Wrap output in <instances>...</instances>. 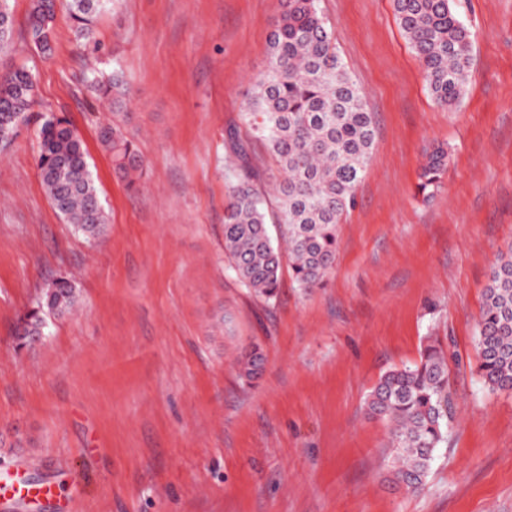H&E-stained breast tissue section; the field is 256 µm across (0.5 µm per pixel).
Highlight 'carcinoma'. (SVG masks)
Returning <instances> with one entry per match:
<instances>
[{"instance_id": "1", "label": "carcinoma", "mask_w": 512, "mask_h": 512, "mask_svg": "<svg viewBox=\"0 0 512 512\" xmlns=\"http://www.w3.org/2000/svg\"><path fill=\"white\" fill-rule=\"evenodd\" d=\"M109 0H68L74 34L86 39ZM399 26L419 57L428 89L442 106H454L466 93L473 41L454 0H393ZM57 0H32L24 35L33 48L51 50ZM0 53L13 40L9 0H0ZM271 60L254 81L246 119L254 137L273 157L271 169L245 161L228 168L231 185L224 212V254L236 278L255 296L277 298L283 262L297 287H321L336 262L338 226L355 203L376 137L373 113L336 48L332 28L318 0H282L270 38ZM100 98L126 106L127 82L119 74L91 80ZM35 84L24 66L0 69V142L11 141L13 117L39 125L37 168L48 198L66 223L88 240L106 233L107 214L89 170L83 141L66 117L36 113ZM98 138L115 167L135 188L143 160L118 127L100 126ZM448 151L436 148L421 168L417 189L425 198L442 187ZM279 218L286 250L275 246L269 224ZM79 300L71 281L54 280L37 305L15 327L21 348L46 336L48 319L69 314ZM479 373L493 392L512 393V244L498 253L478 324ZM260 347L243 349L239 376L250 381L263 370ZM368 417L388 427L393 454L392 482L407 492L422 489L435 453L448 441L453 404L448 391V355L426 346L419 362L385 372L368 394Z\"/></svg>"}]
</instances>
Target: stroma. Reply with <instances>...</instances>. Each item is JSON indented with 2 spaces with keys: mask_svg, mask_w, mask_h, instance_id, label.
Returning a JSON list of instances; mask_svg holds the SVG:
<instances>
[{
  "mask_svg": "<svg viewBox=\"0 0 512 512\" xmlns=\"http://www.w3.org/2000/svg\"><path fill=\"white\" fill-rule=\"evenodd\" d=\"M473 36L467 92L436 103L392 0H319L377 121L325 287L283 276L265 304L224 260L230 131L269 64L281 0H109L90 39L66 11L31 68L36 111L83 137L107 231L74 234L40 182L36 124L0 146V477L51 487L0 512H512V394L490 392L476 346L483 292L512 244V0H455ZM116 72L120 112L90 92ZM121 125L147 166L129 188L97 140ZM444 187L417 193L427 151ZM76 308L42 342L14 328L53 280ZM448 354L455 416L423 491L396 488L387 428L364 401L385 371ZM260 343L265 367L238 375ZM263 367L264 356L260 347L251 345L245 347L240 353L237 360V368L242 379L251 381L262 372Z\"/></svg>",
  "mask_w": 512,
  "mask_h": 512,
  "instance_id": "35a3bbf8",
  "label": "stroma"
}]
</instances>
